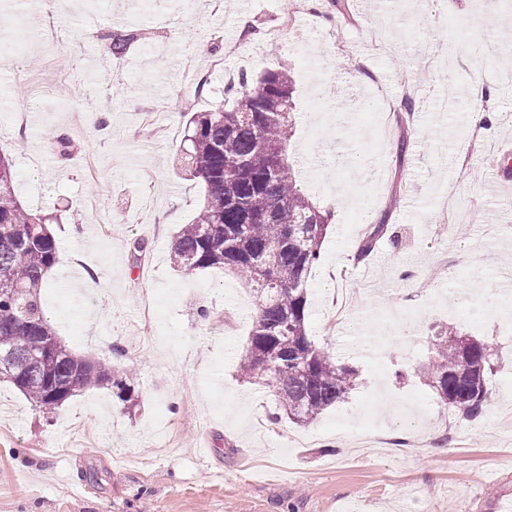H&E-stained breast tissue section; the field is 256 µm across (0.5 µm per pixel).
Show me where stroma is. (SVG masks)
Returning <instances> with one entry per match:
<instances>
[{"instance_id": "1", "label": "stroma", "mask_w": 512, "mask_h": 512, "mask_svg": "<svg viewBox=\"0 0 512 512\" xmlns=\"http://www.w3.org/2000/svg\"><path fill=\"white\" fill-rule=\"evenodd\" d=\"M90 2L54 0L65 56L34 45L0 59V148L15 152L22 204L60 218L42 291L57 336L135 369L138 401L98 388L48 421L1 383L0 512H499L512 500V310L496 302L512 274V191L491 163L512 136V58L475 47L512 32V8L411 0L382 15L384 45L367 50L373 0H346L344 13L332 0ZM133 31L139 41L112 55ZM279 67L293 82L288 157L303 193L335 213L310 273L308 334L361 374L306 426L269 422L273 396L238 375L250 286L169 260L204 199L179 162L189 113L218 107L240 72ZM408 94L421 120H404ZM77 109L98 118L75 130ZM359 153L367 169L340 164ZM382 219L387 234L355 263ZM76 265L96 272V293L70 279ZM147 295L157 316L143 326ZM451 326L494 352L492 405L475 421L416 373ZM387 231L388 224H385L383 219L378 224H370L357 247L354 260L357 263L363 262L373 252L376 244L386 235Z\"/></svg>"}]
</instances>
